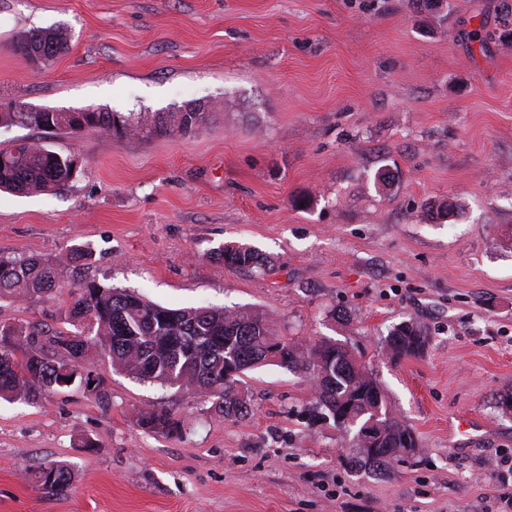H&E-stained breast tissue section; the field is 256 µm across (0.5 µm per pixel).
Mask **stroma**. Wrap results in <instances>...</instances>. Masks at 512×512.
<instances>
[{
  "mask_svg": "<svg viewBox=\"0 0 512 512\" xmlns=\"http://www.w3.org/2000/svg\"><path fill=\"white\" fill-rule=\"evenodd\" d=\"M506 3L0 0V107L209 110L189 135L1 125L0 150L36 140L78 171L49 194L0 192V256L82 249L76 280L169 308H256L280 338L348 343L416 440L380 476L317 420L304 373L246 372L256 412L230 421L100 356V391L0 400V512H512V412L497 404L512 390ZM49 27L69 49L31 71L10 45ZM479 28L494 39L476 41ZM445 200L456 210L442 219ZM229 243L270 268H225ZM70 302L66 287L4 296L0 325L68 332ZM409 320L429 346L389 360L383 340ZM150 409L183 432L142 430ZM462 420L473 430H455ZM51 463L73 473L66 494L31 478Z\"/></svg>",
  "mask_w": 512,
  "mask_h": 512,
  "instance_id": "35a3bbf8",
  "label": "stroma"
}]
</instances>
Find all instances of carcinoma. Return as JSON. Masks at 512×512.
Returning a JSON list of instances; mask_svg holds the SVG:
<instances>
[{
  "label": "carcinoma",
  "instance_id": "obj_1",
  "mask_svg": "<svg viewBox=\"0 0 512 512\" xmlns=\"http://www.w3.org/2000/svg\"><path fill=\"white\" fill-rule=\"evenodd\" d=\"M68 49V35L60 29H36L22 36L11 50L26 57L42 54L50 62ZM205 121L197 105L184 112H160L153 124L134 121L116 112H0V124H20L39 130L84 129L135 134L176 131L189 134ZM75 175L68 157L43 145L22 141L0 150V189L39 194L63 186ZM224 266L260 267L270 264L252 246L226 245L219 249ZM87 258L76 250L70 262L38 256L0 257V296L28 299L50 295L70 282L74 264ZM73 295L68 317L87 324L93 336L82 331L58 332L50 337L35 323L0 325V398L35 402L52 390L69 386L73 379L98 388L93 378L96 350H101L121 374L140 382L179 386L200 393L212 402L215 413L235 420L253 415L251 399L241 391V376L260 365L269 341L279 347L280 364L310 376L317 397L314 412L329 418L347 414L361 420L377 405L384 411L386 431L374 448L355 443L356 463L384 475L399 460L411 429L392 412L374 372L362 362L352 363L348 350L330 338L314 343L288 342L269 329L266 313L243 308L197 307L171 309L145 301L124 290L96 281L83 282ZM430 338L418 326L394 327L383 350L392 361L415 357L429 346ZM142 428L163 434L182 431V422L166 410H152L139 418ZM41 489L63 494L72 482L65 465L44 466L34 473Z\"/></svg>",
  "mask_w": 512,
  "mask_h": 512
}]
</instances>
